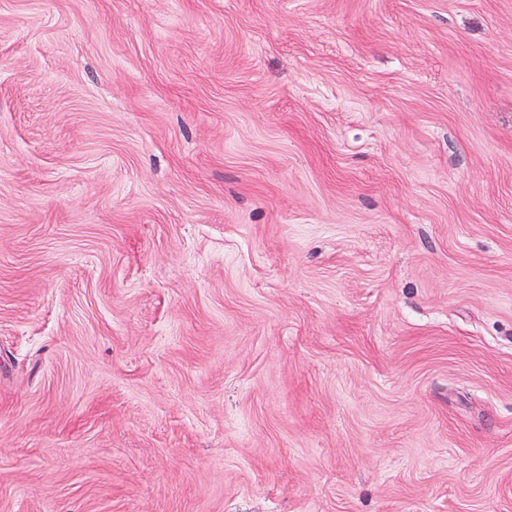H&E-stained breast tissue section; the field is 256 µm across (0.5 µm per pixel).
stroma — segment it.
I'll return each instance as SVG.
<instances>
[{
	"instance_id": "1",
	"label": "stroma",
	"mask_w": 512,
	"mask_h": 512,
	"mask_svg": "<svg viewBox=\"0 0 512 512\" xmlns=\"http://www.w3.org/2000/svg\"><path fill=\"white\" fill-rule=\"evenodd\" d=\"M0 512H512V0H0Z\"/></svg>"
}]
</instances>
